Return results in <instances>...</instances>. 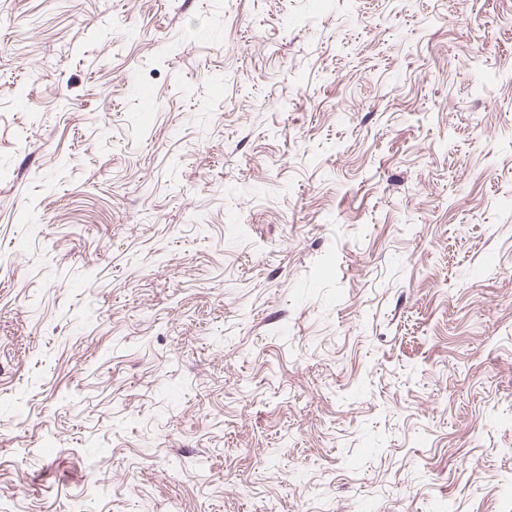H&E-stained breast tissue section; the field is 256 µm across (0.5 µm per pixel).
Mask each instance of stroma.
Masks as SVG:
<instances>
[{
  "label": "stroma",
  "instance_id": "obj_1",
  "mask_svg": "<svg viewBox=\"0 0 512 512\" xmlns=\"http://www.w3.org/2000/svg\"><path fill=\"white\" fill-rule=\"evenodd\" d=\"M0 504L512 512V0H0Z\"/></svg>",
  "mask_w": 512,
  "mask_h": 512
}]
</instances>
